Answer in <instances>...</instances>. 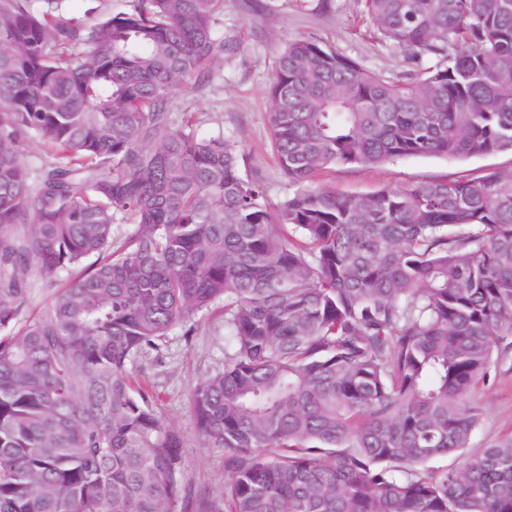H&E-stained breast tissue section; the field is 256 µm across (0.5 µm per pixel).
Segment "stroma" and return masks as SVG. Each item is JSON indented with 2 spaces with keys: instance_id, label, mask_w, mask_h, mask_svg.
Listing matches in <instances>:
<instances>
[{
  "instance_id": "obj_1",
  "label": "stroma",
  "mask_w": 512,
  "mask_h": 512,
  "mask_svg": "<svg viewBox=\"0 0 512 512\" xmlns=\"http://www.w3.org/2000/svg\"><path fill=\"white\" fill-rule=\"evenodd\" d=\"M133 3L65 0L62 15L83 29L94 23L97 13L127 11ZM217 33L233 44V52L224 53L210 86L174 93L173 117L179 124L191 121L201 136L219 132L231 136L243 154L246 172L263 184L272 207L294 191L278 165L270 126L269 85L288 40L317 35L371 71L409 73L436 62L432 55L408 58L382 41L361 0H224ZM487 170L512 172V153L465 159L410 156L372 168L339 166L321 175L319 183L342 193L365 194ZM224 346V310L219 307L197 313L189 326L173 328L158 349L146 351L133 365L156 393L162 419L183 437L182 482L193 504L220 494L228 479L223 450L203 447L191 408L195 386L223 368ZM471 400L484 416L470 452L512 436V354L498 365L489 383L474 389Z\"/></svg>"
}]
</instances>
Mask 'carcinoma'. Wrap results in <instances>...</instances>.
<instances>
[{
  "mask_svg": "<svg viewBox=\"0 0 512 512\" xmlns=\"http://www.w3.org/2000/svg\"><path fill=\"white\" fill-rule=\"evenodd\" d=\"M54 2L0 0V512H174L183 441L128 365L219 301L192 409L229 480L201 512H512V438L463 455L512 348V173L315 184L512 151V0H363L382 40L440 56L410 76L288 41L270 125L297 190L274 210L234 140L171 112L234 49L223 0L84 31ZM30 138L63 161L33 170ZM486 170L512 172V153L501 152L470 158L410 156L372 168L336 166L320 176L321 186L350 194L373 193L382 188H400L429 180H444L462 173Z\"/></svg>",
  "mask_w": 512,
  "mask_h": 512,
  "instance_id": "obj_1",
  "label": "carcinoma"
}]
</instances>
